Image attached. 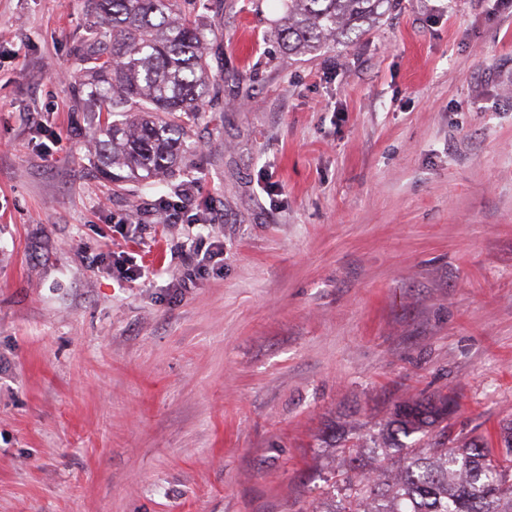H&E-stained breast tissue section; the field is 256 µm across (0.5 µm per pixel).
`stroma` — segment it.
<instances>
[{
    "label": "stroma",
    "instance_id": "35a3bbf8",
    "mask_svg": "<svg viewBox=\"0 0 512 512\" xmlns=\"http://www.w3.org/2000/svg\"><path fill=\"white\" fill-rule=\"evenodd\" d=\"M179 7L218 104L117 192L85 0H0V512H308L330 423L421 395L453 438L512 421V0H399L306 56L283 0Z\"/></svg>",
    "mask_w": 512,
    "mask_h": 512
}]
</instances>
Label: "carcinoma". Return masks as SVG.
Here are the masks:
<instances>
[{
	"label": "carcinoma",
	"mask_w": 512,
	"mask_h": 512,
	"mask_svg": "<svg viewBox=\"0 0 512 512\" xmlns=\"http://www.w3.org/2000/svg\"><path fill=\"white\" fill-rule=\"evenodd\" d=\"M278 39L309 55L381 18L397 0H285ZM93 26L79 56L89 96L100 103L95 156L117 188L173 172L190 149L188 131L214 99L208 33L178 0H88ZM454 413L446 396L395 404L373 448L374 470L338 472L341 499L311 512H512V423L495 453L481 436L448 445L441 429Z\"/></svg>",
	"instance_id": "carcinoma-1"
}]
</instances>
